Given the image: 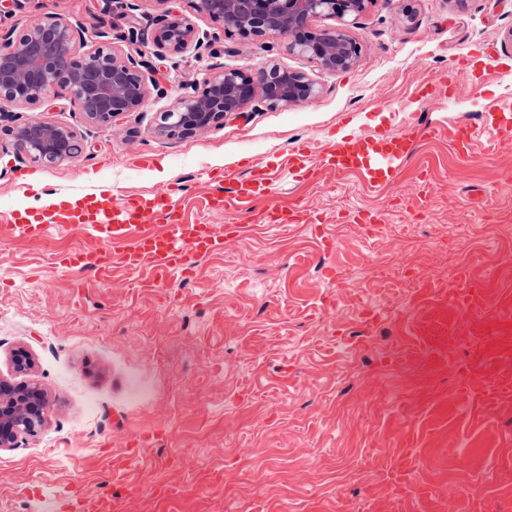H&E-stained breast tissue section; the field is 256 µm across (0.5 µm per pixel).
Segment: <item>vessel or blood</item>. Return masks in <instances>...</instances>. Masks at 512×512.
I'll list each match as a JSON object with an SVG mask.
<instances>
[{"instance_id":"b4317fda","label":"vessel or blood","mask_w":512,"mask_h":512,"mask_svg":"<svg viewBox=\"0 0 512 512\" xmlns=\"http://www.w3.org/2000/svg\"><path fill=\"white\" fill-rule=\"evenodd\" d=\"M484 126L497 139H511L512 102L502 101L486 116ZM426 135V129L420 127L401 134L350 133L317 148L300 147L284 156L277 167L255 168L251 178L234 184L231 195L212 194L206 206L215 213L224 212L232 205L250 210L269 192L279 172L304 180L314 179L323 169L359 173L371 186L381 188L394 180ZM152 219L161 220V230L147 229L146 224ZM61 222L89 229L105 243L106 248L101 252H73L66 257L71 267L99 272L107 271L113 257L119 256L132 267L146 259L158 270L184 276L191 271L190 255L221 253L227 240L245 232L241 224L229 225L227 234L219 235L211 225L186 223L181 200L164 190L135 201L115 200L105 191L96 195L84 193L63 213L51 202L32 211L17 210L12 214L15 233L29 240L42 238Z\"/></svg>"}]
</instances>
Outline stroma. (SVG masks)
<instances>
[{
  "label": "stroma",
  "instance_id": "obj_1",
  "mask_svg": "<svg viewBox=\"0 0 512 512\" xmlns=\"http://www.w3.org/2000/svg\"><path fill=\"white\" fill-rule=\"evenodd\" d=\"M47 14L110 32L161 83L109 130L82 126L64 99L0 118V375L26 348L49 400L41 432L0 450V512H69L74 485L128 512H512V140L482 124L512 97V0H373L350 28L366 50L343 73L281 40L222 33L202 54L162 59L96 0L8 4L0 28ZM466 55L485 59L480 82L460 76L450 100L417 95ZM270 62L306 72L319 97L259 104L189 138L155 133L180 84ZM30 119L79 127L81 153L21 159L6 130ZM464 123L468 156L451 143ZM418 125L430 134L393 185L282 175L251 211L206 210L213 182L249 163ZM76 183L130 198L185 185L188 223L248 230L187 280L117 259L104 275L64 267L56 255L98 248L94 234L66 224L31 242L10 213ZM282 205L315 223H259ZM153 431L123 467L128 439Z\"/></svg>",
  "mask_w": 512,
  "mask_h": 512
}]
</instances>
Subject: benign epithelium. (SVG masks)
<instances>
[{"mask_svg":"<svg viewBox=\"0 0 512 512\" xmlns=\"http://www.w3.org/2000/svg\"><path fill=\"white\" fill-rule=\"evenodd\" d=\"M121 10L128 33L144 36L140 19L127 0H106ZM163 11L152 20L151 43L171 54L200 50L209 42L199 35L189 16L173 7L177 0H154ZM193 14L226 33L244 38L282 39L288 51L314 62L321 70L337 73L356 66L362 44L349 32L372 0H187ZM330 17L340 25L315 28L312 20ZM88 44L83 29L47 15L16 34L0 33V112H13L53 98L70 99L81 123L110 128L130 112L146 105L150 87L158 80L145 63L113 46L110 33L92 34ZM175 104L158 113L155 131L160 136L189 137L241 115L262 104L286 109L314 101L320 94L315 80L302 71L269 64L254 73L224 66L209 69L202 81L182 87ZM20 157L34 163L58 165L82 152L77 130L64 124L30 120L9 129ZM35 362L20 348L12 354L13 373L0 376V450L13 448L19 439L36 436L46 423L48 398L30 379Z\"/></svg>","mask_w":512,"mask_h":512,"instance_id":"benign-epithelium-1","label":"benign epithelium"}]
</instances>
